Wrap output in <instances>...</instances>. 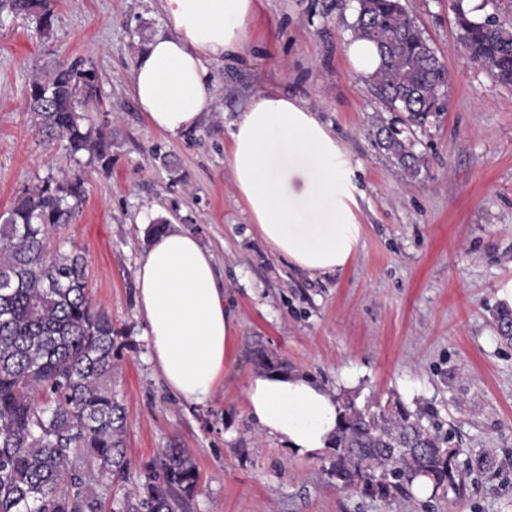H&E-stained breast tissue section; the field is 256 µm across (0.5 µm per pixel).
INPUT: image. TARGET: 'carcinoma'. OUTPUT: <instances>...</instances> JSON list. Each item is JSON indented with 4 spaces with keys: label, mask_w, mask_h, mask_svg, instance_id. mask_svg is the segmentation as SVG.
<instances>
[{
    "label": "carcinoma",
    "mask_w": 512,
    "mask_h": 512,
    "mask_svg": "<svg viewBox=\"0 0 512 512\" xmlns=\"http://www.w3.org/2000/svg\"><path fill=\"white\" fill-rule=\"evenodd\" d=\"M5 10L35 17L42 33L52 30L55 0H0V13ZM457 27L471 62L512 83V27L462 9ZM354 33L377 47L380 63L371 80L394 110L419 123L430 116L425 105L441 110L438 94L450 75L395 0H358ZM100 101L94 66L63 64L32 82L26 104L39 133L107 170L112 141L84 124ZM384 148L402 170L416 171L418 159L403 140L391 135ZM85 194L81 175H49L0 216V512H176L180 494L192 493L199 480L177 448L164 452L119 509L108 507L103 493L127 468L124 416L112 398L115 330L92 303L83 254L54 239L57 227L73 222ZM496 321L511 343L512 310ZM339 409L328 469L337 489L382 502L412 497L422 478L431 482L432 498L459 490V449L424 423L430 414L412 413L398 401L373 414L351 401Z\"/></svg>",
    "instance_id": "cac0c4a2"
}]
</instances>
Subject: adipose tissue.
I'll return each instance as SVG.
<instances>
[{
	"instance_id": "ef3b65f1",
	"label": "adipose tissue",
	"mask_w": 512,
	"mask_h": 512,
	"mask_svg": "<svg viewBox=\"0 0 512 512\" xmlns=\"http://www.w3.org/2000/svg\"><path fill=\"white\" fill-rule=\"evenodd\" d=\"M166 29L138 52L131 91L147 122L174 138L195 132L214 100L211 64L244 58L255 0H162ZM226 162L252 233L310 276H343L355 257L356 169L331 125L298 99L258 90L231 123ZM151 358L168 388L205 402L224 381L236 318L214 257L181 225L156 236L135 272ZM246 412L300 457L331 446L337 400L299 372L260 371Z\"/></svg>"
}]
</instances>
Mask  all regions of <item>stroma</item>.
I'll return each mask as SVG.
<instances>
[{"mask_svg":"<svg viewBox=\"0 0 512 512\" xmlns=\"http://www.w3.org/2000/svg\"><path fill=\"white\" fill-rule=\"evenodd\" d=\"M400 2L449 71L445 112L412 124L354 71L346 50L357 0H256L249 59L213 65V110L183 138L151 127L130 93L137 53L165 28L158 0H58L47 35L34 19L0 14V213L47 175L85 179L86 201L56 237L84 255L92 301L118 333L112 391L125 409L128 466L114 498L165 449L182 448L200 479L178 512H423L417 497L382 503L336 490L331 450L295 456L249 420L243 388L262 348L338 401L429 410L460 464L494 459L490 471L466 470L434 512H512V345L496 329L498 286L512 279V85L470 61L455 25L460 9L512 25V0ZM61 63L98 72L101 103L88 118L112 134L110 169L39 134L25 107L33 80ZM264 87L331 123L359 167L362 236L342 277L289 268L246 232L228 125ZM392 128L418 157L416 175L381 148ZM187 216L239 323L224 384L203 405L165 385L135 295L149 221Z\"/></svg>","mask_w":512,"mask_h":512,"instance_id":"35a3bbf8","label":"stroma"}]
</instances>
